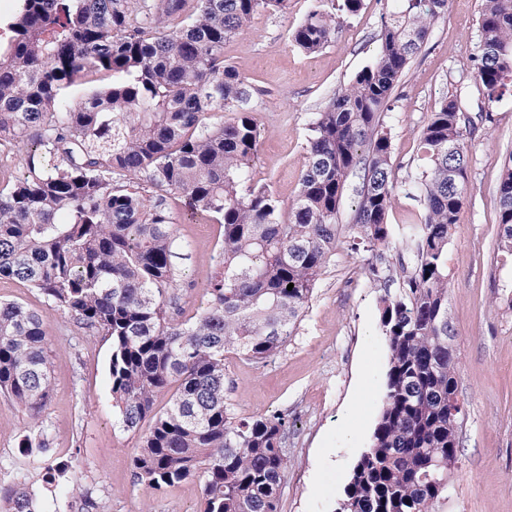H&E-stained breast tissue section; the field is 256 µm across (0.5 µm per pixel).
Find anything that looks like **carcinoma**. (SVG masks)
<instances>
[{
  "label": "carcinoma",
  "mask_w": 512,
  "mask_h": 512,
  "mask_svg": "<svg viewBox=\"0 0 512 512\" xmlns=\"http://www.w3.org/2000/svg\"><path fill=\"white\" fill-rule=\"evenodd\" d=\"M18 0L0 26V143L30 142L25 171L0 185V277L43 295L73 325L111 341L113 406L140 433L135 476L155 489L202 486L199 512H280L288 457L281 414L237 415L224 398L227 356L265 364L287 345L343 233L337 216L354 170L363 182L349 225L354 251L395 245L396 190L381 114L448 0H391L375 62L314 113L308 162L288 220L252 183L259 128L250 92L224 63V42L259 8L288 0ZM336 16L318 4L294 43L322 49ZM469 68L489 103L512 80V0H484ZM112 82L75 106L65 91L97 74ZM211 112H233L208 125ZM467 132L455 101L419 134L424 221L403 234L414 260L383 299L389 350L384 403L336 512H437L458 462L463 411L448 350V242L467 199ZM224 227L219 271L193 320L170 312L176 243L167 198ZM500 245L512 255V159L498 186ZM294 284L287 290L288 284ZM47 316L0 302V395L33 428L52 391ZM175 387L170 407L154 412ZM152 424L145 431L146 419ZM25 454L52 455L39 435ZM6 512H40L15 490Z\"/></svg>",
  "instance_id": "cac0c4a2"
}]
</instances>
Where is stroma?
<instances>
[{"instance_id":"1","label":"stroma","mask_w":512,"mask_h":512,"mask_svg":"<svg viewBox=\"0 0 512 512\" xmlns=\"http://www.w3.org/2000/svg\"><path fill=\"white\" fill-rule=\"evenodd\" d=\"M315 0H288L283 11L259 9L246 31L224 44V61L244 79L260 139L254 182L290 206L307 162L315 112L371 66L380 48L386 0H362L358 13L341 14L336 33L320 51L298 48L292 34ZM482 0H448L421 49L396 85L382 124L391 142L397 187L388 222L395 231L421 223L424 205L414 186L419 133L430 112L455 101L475 121L466 137L468 198L448 243V319L459 398L464 407L459 464L438 512H512V256L498 238L496 187L512 157V87L487 104L467 67L478 40ZM178 247V317L188 320L204 300L219 263L223 229L188 214L173 198ZM405 243L370 256L341 237L293 335L270 362L236 356L226 361L224 394L237 413L286 415L282 448L288 457L280 512H334L354 464L368 448L384 398L387 350L380 323L381 298L396 291ZM376 262L378 279L365 267ZM0 300L45 310L52 392L43 413L53 459L21 453L26 411L0 397V512L20 485L42 502L43 512H81L63 483L43 477L50 461L92 490L102 512H197L199 483L187 480L159 490L137 480L132 459L137 434L123 430L113 408L109 340L79 330L46 310L41 296L0 277Z\"/></svg>"}]
</instances>
